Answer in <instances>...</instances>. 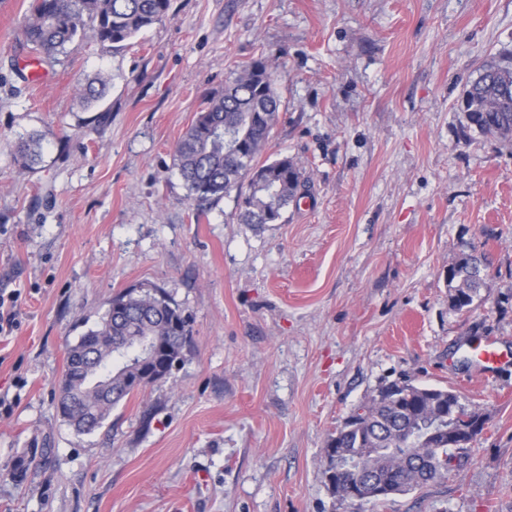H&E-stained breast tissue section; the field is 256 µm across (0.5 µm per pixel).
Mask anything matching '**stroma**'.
I'll return each mask as SVG.
<instances>
[{
  "label": "stroma",
  "mask_w": 512,
  "mask_h": 512,
  "mask_svg": "<svg viewBox=\"0 0 512 512\" xmlns=\"http://www.w3.org/2000/svg\"><path fill=\"white\" fill-rule=\"evenodd\" d=\"M29 0H0V512H512V145L459 135L479 67L512 50V0H171L124 48L87 38L31 80ZM276 74L262 155L305 194L255 231L225 197L197 214L174 147L253 60ZM93 107L75 93L98 74ZM44 137L21 168L13 145ZM485 255L470 309L448 269ZM159 288L192 337L163 379L77 433L55 398L67 348L113 297ZM457 394L488 423L447 479L342 500L331 435L384 385ZM34 454L23 480L4 470ZM332 462V463H331ZM349 460H345L340 450L334 453V448H328L327 450V467L325 469V478L333 490L343 480L344 475L351 473L349 469L351 466Z\"/></svg>",
  "instance_id": "35a3bbf8"
}]
</instances>
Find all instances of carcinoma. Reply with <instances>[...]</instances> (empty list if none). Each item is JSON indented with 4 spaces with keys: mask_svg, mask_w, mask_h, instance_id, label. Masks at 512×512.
<instances>
[{
    "mask_svg": "<svg viewBox=\"0 0 512 512\" xmlns=\"http://www.w3.org/2000/svg\"><path fill=\"white\" fill-rule=\"evenodd\" d=\"M170 0H30L22 44L40 65H50L66 46L91 36L114 48L125 46L145 29L167 19ZM107 79L99 75L77 89L87 106L98 102ZM273 71L264 58L230 76L224 90L205 98L195 120L178 140L174 164L189 198L204 202L234 196L240 223L260 229L275 224L297 198L305 183L301 168L288 157L259 162L279 121L280 101ZM463 136H491L512 143V52L479 69L462 98ZM16 159L30 168L42 159V138L18 141ZM485 257L462 255L448 269L449 302L458 311L469 308L485 287ZM190 315L160 289L130 288L114 297L100 323L67 350L63 379L68 383V421L80 433L102 426L112 408L140 389L168 375L191 337ZM128 336H151L162 351L145 375L131 368L134 360L113 353L112 346ZM97 349L104 357L90 364L91 375L113 380L111 400L83 385L80 356ZM457 399L440 389L423 395L413 384L390 385L361 404L364 415L346 422L330 443L347 449L354 475L376 479L392 493H407L448 477L453 460L464 448L448 450L440 438L434 451L427 432L432 427L468 426L476 411L461 405L437 414L434 402Z\"/></svg>",
    "mask_w": 512,
    "mask_h": 512,
    "instance_id": "cac0c4a2",
    "label": "carcinoma"
}]
</instances>
